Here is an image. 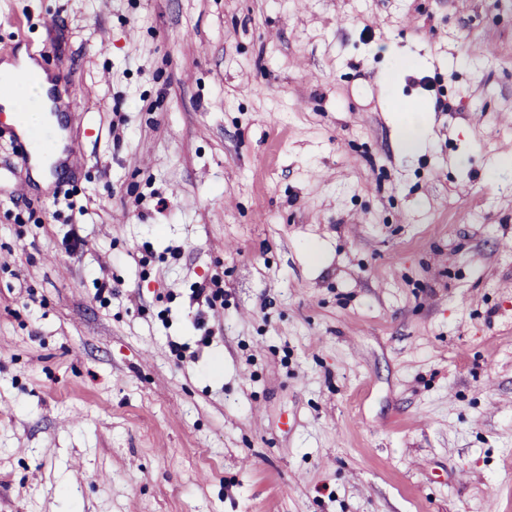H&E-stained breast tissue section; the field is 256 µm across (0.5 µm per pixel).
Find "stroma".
Masks as SVG:
<instances>
[{
	"label": "stroma",
	"instance_id": "stroma-1",
	"mask_svg": "<svg viewBox=\"0 0 512 512\" xmlns=\"http://www.w3.org/2000/svg\"><path fill=\"white\" fill-rule=\"evenodd\" d=\"M22 47L77 208L0 125V512H512V0H0Z\"/></svg>",
	"mask_w": 512,
	"mask_h": 512
}]
</instances>
